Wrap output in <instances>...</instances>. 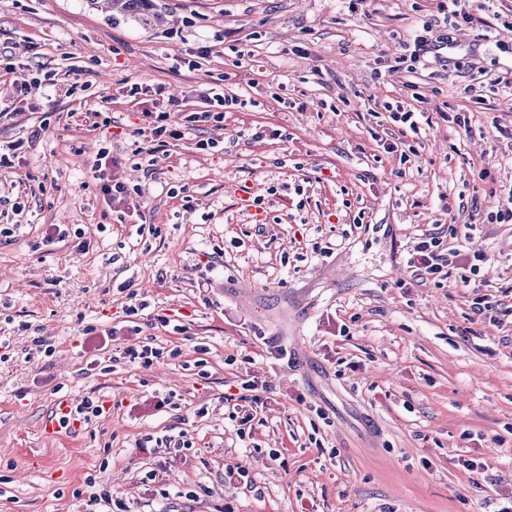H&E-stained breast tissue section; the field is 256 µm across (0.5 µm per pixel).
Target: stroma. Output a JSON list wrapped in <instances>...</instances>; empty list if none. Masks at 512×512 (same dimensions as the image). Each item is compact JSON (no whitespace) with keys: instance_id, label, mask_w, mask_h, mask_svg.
<instances>
[{"instance_id":"1","label":"stroma","mask_w":512,"mask_h":512,"mask_svg":"<svg viewBox=\"0 0 512 512\" xmlns=\"http://www.w3.org/2000/svg\"><path fill=\"white\" fill-rule=\"evenodd\" d=\"M439 3L154 0L155 26L0 0V142L24 143L0 167V512H512V223L485 220L512 190V0H464L454 31ZM448 33L461 53L410 60ZM36 69L56 86L19 101ZM216 84L242 107L136 155L163 97L189 113ZM416 92V129L392 122L383 103ZM104 147L145 221L105 203ZM428 236L484 254L478 273L419 278ZM145 343L161 358L124 359ZM244 381L267 402L243 426ZM65 395L104 412L43 436Z\"/></svg>"}]
</instances>
